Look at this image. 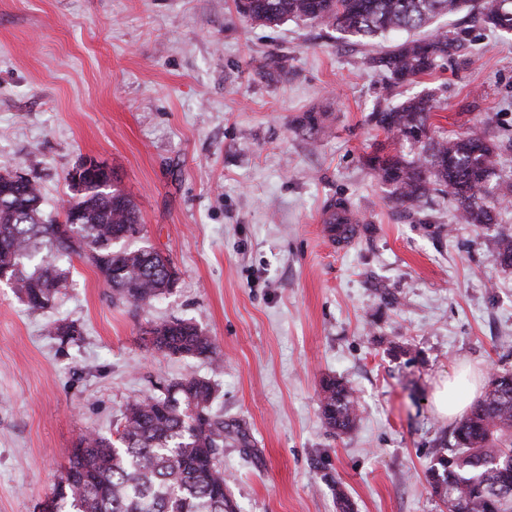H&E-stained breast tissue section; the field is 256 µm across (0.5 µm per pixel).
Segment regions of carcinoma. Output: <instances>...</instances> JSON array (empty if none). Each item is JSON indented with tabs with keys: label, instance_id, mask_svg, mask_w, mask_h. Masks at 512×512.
I'll use <instances>...</instances> for the list:
<instances>
[{
	"label": "carcinoma",
	"instance_id": "1",
	"mask_svg": "<svg viewBox=\"0 0 512 512\" xmlns=\"http://www.w3.org/2000/svg\"><path fill=\"white\" fill-rule=\"evenodd\" d=\"M246 19L265 26L302 20L359 39L429 27L449 13L468 10L484 25L512 30V0H235ZM466 50L456 34L436 30L427 39L394 44L372 58L394 81L430 74L448 57ZM439 109L435 94L378 108L372 120L388 137L419 146L410 158L375 153L370 165L392 187L391 198L417 208L433 193L456 203L464 224H493L512 183L492 182L512 142L495 143L482 129L448 138L430 122ZM107 175L92 166L80 182L68 175L69 198L56 215L43 212L35 178L0 172V275L32 310L51 307L66 286L62 263L76 257L101 275L112 303L149 308L168 293L177 271L151 246L115 248L143 227L137 206L120 190L102 189ZM495 261L512 267V234L497 241ZM152 349L204 358L220 366L223 355L196 324L174 319L147 330ZM216 385L205 377L160 386V393L128 403L117 442L89 434L77 442L69 466L40 504V512H238L224 479V449L251 448L248 429L214 411ZM320 408L337 434L354 429L358 404L346 386L326 378ZM453 447L426 471L432 494L446 512H512V371L489 374L484 396L452 429Z\"/></svg>",
	"mask_w": 512,
	"mask_h": 512
}]
</instances>
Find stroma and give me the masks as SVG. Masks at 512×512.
Wrapping results in <instances>:
<instances>
[{
    "label": "stroma",
    "instance_id": "1",
    "mask_svg": "<svg viewBox=\"0 0 512 512\" xmlns=\"http://www.w3.org/2000/svg\"><path fill=\"white\" fill-rule=\"evenodd\" d=\"M436 24L466 54L389 88L370 61L393 38L262 26L234 0H0V171L35 177L53 214L67 173L102 163L178 273L145 310L77 259L48 310L0 283V512H39L81 435L114 437L129 401L191 376L253 440L224 451L239 512H339L340 489L354 512H446L425 471L454 423L433 396L464 364L512 370V268L494 260L512 206L475 225L439 194L395 205L368 159L415 150L370 115L431 91L442 132L512 139V33L464 11ZM333 202L363 227L341 253L317 222ZM173 318L223 369L147 347ZM52 319L79 339L47 335ZM327 375L359 401L350 433L323 423Z\"/></svg>",
    "mask_w": 512,
    "mask_h": 512
}]
</instances>
